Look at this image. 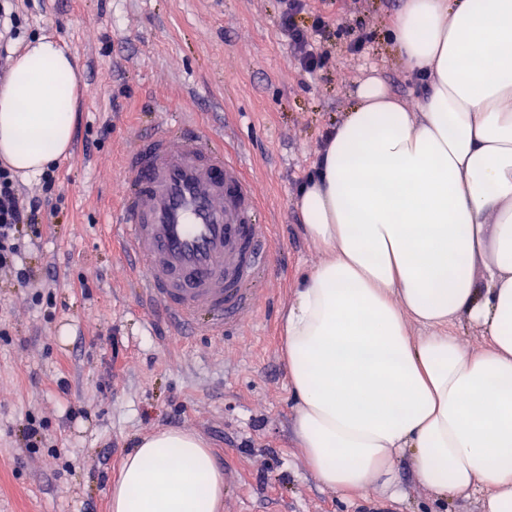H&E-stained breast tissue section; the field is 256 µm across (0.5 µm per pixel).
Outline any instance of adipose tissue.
<instances>
[{
    "mask_svg": "<svg viewBox=\"0 0 512 512\" xmlns=\"http://www.w3.org/2000/svg\"><path fill=\"white\" fill-rule=\"evenodd\" d=\"M388 36L423 81L418 109L366 79L294 198L324 258L281 325L292 432L346 497L401 501L407 455L435 499L512 512V0H403ZM76 99L71 58L39 39L0 86V158L29 177L68 155ZM110 498L219 512L224 472L198 435L158 431Z\"/></svg>",
    "mask_w": 512,
    "mask_h": 512,
    "instance_id": "1",
    "label": "adipose tissue"
}]
</instances>
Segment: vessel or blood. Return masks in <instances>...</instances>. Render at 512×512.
<instances>
[{
	"label": "vessel or blood",
	"instance_id": "vessel-or-blood-1",
	"mask_svg": "<svg viewBox=\"0 0 512 512\" xmlns=\"http://www.w3.org/2000/svg\"><path fill=\"white\" fill-rule=\"evenodd\" d=\"M118 187L113 236L146 308L179 338L241 330L274 244L241 161L205 131L159 126L123 157Z\"/></svg>",
	"mask_w": 512,
	"mask_h": 512
}]
</instances>
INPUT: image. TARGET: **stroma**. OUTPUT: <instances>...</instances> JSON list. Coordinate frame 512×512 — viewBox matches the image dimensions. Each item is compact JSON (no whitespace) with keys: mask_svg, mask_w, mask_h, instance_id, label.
Instances as JSON below:
<instances>
[{"mask_svg":"<svg viewBox=\"0 0 512 512\" xmlns=\"http://www.w3.org/2000/svg\"><path fill=\"white\" fill-rule=\"evenodd\" d=\"M400 6L309 0L296 21L323 18L329 55L308 75L280 31V0H16L11 53L55 39L78 97L71 153L53 169L55 211L21 232L36 280L0 270V512H109L123 458L161 429L212 449L228 476L222 512H352L294 446L279 328L294 282L321 260L293 198L330 128L368 77L418 105L421 81L386 41ZM173 108L234 144L273 228L271 299L221 342L182 341L155 322L110 233L126 147ZM32 421L43 427L33 447ZM395 469L403 512H480L474 498H431L409 459Z\"/></svg>","mask_w":512,"mask_h":512,"instance_id":"1","label":"stroma"}]
</instances>
